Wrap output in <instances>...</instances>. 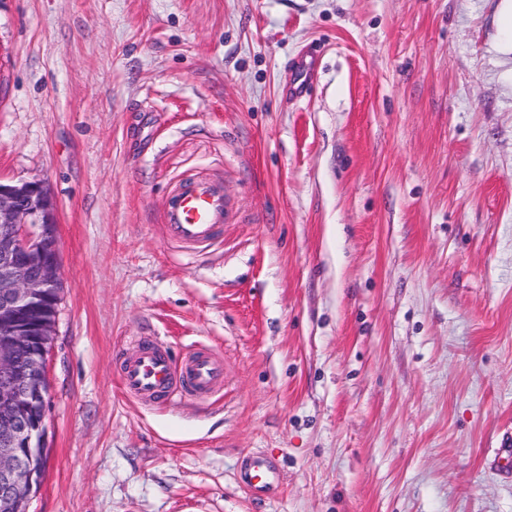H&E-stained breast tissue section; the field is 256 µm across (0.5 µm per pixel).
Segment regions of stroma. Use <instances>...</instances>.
<instances>
[{"instance_id": "35a3bbf8", "label": "stroma", "mask_w": 512, "mask_h": 512, "mask_svg": "<svg viewBox=\"0 0 512 512\" xmlns=\"http://www.w3.org/2000/svg\"><path fill=\"white\" fill-rule=\"evenodd\" d=\"M511 14L0 0V182L46 183L62 284L29 512H512ZM189 177L237 209L198 252L163 222ZM144 335L223 389L127 396ZM240 481L256 496H264L280 486L279 470L264 456L248 455L241 463Z\"/></svg>"}]
</instances>
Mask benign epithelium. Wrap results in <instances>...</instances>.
<instances>
[{
	"mask_svg": "<svg viewBox=\"0 0 512 512\" xmlns=\"http://www.w3.org/2000/svg\"><path fill=\"white\" fill-rule=\"evenodd\" d=\"M60 288L57 206L45 182L0 183V512H27L43 477Z\"/></svg>",
	"mask_w": 512,
	"mask_h": 512,
	"instance_id": "obj_1",
	"label": "benign epithelium"
}]
</instances>
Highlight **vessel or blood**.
I'll return each instance as SVG.
<instances>
[{"instance_id": "1", "label": "vessel or blood", "mask_w": 512, "mask_h": 512, "mask_svg": "<svg viewBox=\"0 0 512 512\" xmlns=\"http://www.w3.org/2000/svg\"><path fill=\"white\" fill-rule=\"evenodd\" d=\"M230 202L221 182L188 179L168 196L163 220L169 238L188 250L214 244L229 221ZM119 378L124 390L139 400L164 404L186 393L208 396L224 384V362L205 350H196L176 360L158 346L136 339L135 348L123 364ZM240 481L260 497L280 485L279 470L264 456H246L240 466Z\"/></svg>"}]
</instances>
